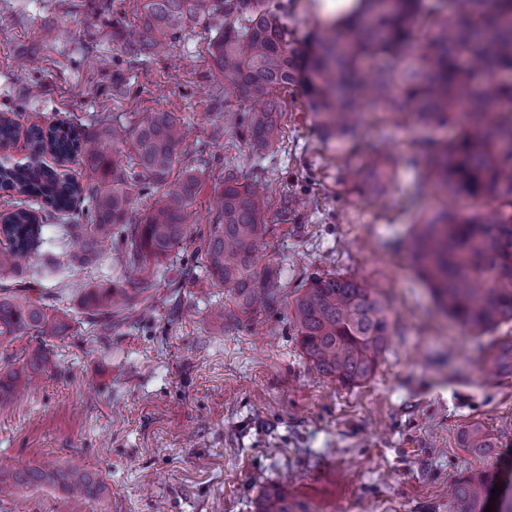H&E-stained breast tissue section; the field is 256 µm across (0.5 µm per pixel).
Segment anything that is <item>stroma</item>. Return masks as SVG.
<instances>
[{
    "label": "stroma",
    "instance_id": "1",
    "mask_svg": "<svg viewBox=\"0 0 512 512\" xmlns=\"http://www.w3.org/2000/svg\"><path fill=\"white\" fill-rule=\"evenodd\" d=\"M141 0H0V112L20 131L97 118L129 126L148 112L184 124L175 175L198 180L201 222L166 260L167 275L129 313L138 330L103 339L74 321L48 347L62 370L37 377L0 407V467L62 464L81 456L107 484L92 505L53 489L0 498V512H253L257 478L287 487L309 512H448V489L497 473L512 495V374L487 379L490 336H473L436 306L404 247L420 170L407 164L447 133L416 123L395 131L370 112L356 141L324 143L300 102L285 99L274 152L236 147V113L208 42L221 24L187 26L167 56L133 58L123 32L138 29ZM400 160L385 200L358 190L369 146ZM235 165L276 193L315 199L300 223L266 237L259 266L280 275L274 310L243 324L217 322L224 288L203 287V236L219 175ZM352 277L391 310L392 336L375 375L347 388L302 354L291 310L315 274ZM127 283L103 259L47 270L40 290L79 313L83 289ZM481 423L494 449L465 448Z\"/></svg>",
    "mask_w": 512,
    "mask_h": 512
}]
</instances>
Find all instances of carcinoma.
<instances>
[{
    "instance_id": "obj_1",
    "label": "carcinoma",
    "mask_w": 512,
    "mask_h": 512,
    "mask_svg": "<svg viewBox=\"0 0 512 512\" xmlns=\"http://www.w3.org/2000/svg\"><path fill=\"white\" fill-rule=\"evenodd\" d=\"M485 0H362L355 22H329L304 40L288 25L280 0H144L139 40L128 53L157 54L187 25L217 15L224 28L211 38L208 53L224 76V98L243 95L251 105L240 112V139L247 149L277 147L285 116L281 94L299 90L325 141L341 144L361 128L365 108L398 124L411 118L453 135L430 143L427 167L410 197L416 204L431 192L479 202L469 214L440 209L413 220L408 246L419 271L443 310L466 329L482 334L512 321V0H498L489 13ZM140 171L130 174L112 163L115 131L55 125L27 129L25 163H0V189H17L46 204L38 213L18 209L0 223L8 247L0 250V271L18 282L0 289V344L24 337L38 342L18 356L20 366L0 374V403L28 387L34 375L52 376L59 366L44 353L51 339L70 329L69 310L32 298L41 271L31 257L47 243L45 223L53 219L69 262L99 259L108 246L131 272L159 273L162 261L189 235L197 179L168 178L185 134L170 112H150L126 129ZM61 159L80 156L89 181L82 185L58 176L44 162L46 150ZM399 159L373 148L365 176L371 192L387 193ZM151 185V199L137 223L127 218L128 178ZM214 218L204 253L210 283L228 289L231 305L213 316L234 324L278 304L269 285L275 267L255 269V256L273 223L307 206L282 194L269 205L268 182L237 166L220 176ZM93 333L110 336L115 314L136 305L125 288L96 286L80 300ZM291 322L299 345L320 375L343 386H358L378 369L391 340L388 309L364 283L336 274L311 276L301 285ZM490 374L512 372V338L497 342L484 356ZM464 447H492L478 423L462 434ZM493 474L458 480L449 493V512H485ZM53 488L96 504L107 487L88 465L34 464L0 468V495ZM256 512H307L277 485L262 487Z\"/></svg>"
}]
</instances>
